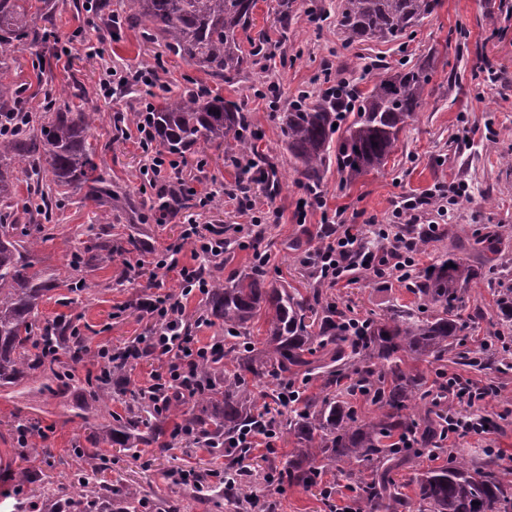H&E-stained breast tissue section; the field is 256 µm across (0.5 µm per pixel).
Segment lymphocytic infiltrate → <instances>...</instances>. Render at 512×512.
Here are the masks:
<instances>
[{
  "label": "lymphocytic infiltrate",
  "mask_w": 512,
  "mask_h": 512,
  "mask_svg": "<svg viewBox=\"0 0 512 512\" xmlns=\"http://www.w3.org/2000/svg\"><path fill=\"white\" fill-rule=\"evenodd\" d=\"M467 192V185L458 181L438 185L421 197L400 196L392 203L388 223L373 224L367 233L349 228L328 233L315 250L313 262L323 277L335 283L350 278L360 268L378 278L408 281L416 265L419 239L434 237L440 220L454 214ZM181 239L192 246V265H180L174 247L154 253L152 260L140 259L133 265L137 274L148 275L154 291L140 302L141 310L152 322L150 333L144 338L143 348L130 350L128 357L136 361L150 356L160 362V369L150 373L139 391L157 397L163 407L191 391L193 368L199 359L218 357L224 351L220 342L197 346L194 338L182 329L188 297L208 291L207 262L224 255V228L190 219L183 224ZM172 272L180 280L176 293L163 289L164 277ZM442 391L475 409L474 414L449 419V436L484 434L491 416L486 412L489 400L483 387L462 384L460 377L452 374Z\"/></svg>",
  "instance_id": "lymphocytic-infiltrate-1"
}]
</instances>
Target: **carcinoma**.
<instances>
[{
	"instance_id": "cac0c4a2",
	"label": "carcinoma",
	"mask_w": 512,
	"mask_h": 512,
	"mask_svg": "<svg viewBox=\"0 0 512 512\" xmlns=\"http://www.w3.org/2000/svg\"><path fill=\"white\" fill-rule=\"evenodd\" d=\"M0 0V47L18 42L35 45L43 39L36 27L50 17L55 0ZM441 0H340L336 26L347 45L390 43L436 13ZM257 0H124L125 21L145 26L174 55L214 80L231 84L248 72L264 50L265 36L252 38ZM247 36L250 50L243 48ZM434 68L429 58L398 71L381 68L366 78L367 90L345 89L333 98H299L280 113L285 149L303 186L321 187L331 165L352 183L384 167L397 148L399 135L422 108ZM9 66L0 58V384H13L40 373L56 381L65 377L64 364L43 348L57 346L73 360L88 350L71 324L58 320L36 325L39 302L55 288V278L32 271L35 248L52 238L51 228L36 219L53 205L88 188L96 201L110 193L93 161L88 141L93 113L66 105L31 114L23 127L8 128L20 111L21 89L8 80ZM146 119L158 149L181 154L193 147L224 146V157L237 167L235 186L246 192L256 184L268 195L283 186L274 164L258 181L247 177L262 155L253 141L246 115L220 98L206 99L188 89L179 96H160L152 111L132 112L136 124ZM24 170L36 176L23 204L15 201ZM24 227H19L20 220ZM77 250L78 266L86 261L108 262L114 255L136 258L143 247L130 234L116 243L104 238ZM502 235L491 224H480L469 238L472 258L457 261L438 257L416 280L413 307L393 308L383 318L357 319L350 308L340 309L334 283L307 267L312 282L305 292L277 287L268 280V263L228 280L220 273L224 260L210 263L209 294L198 316L224 329V360L199 361L192 377L198 400L191 408L174 402L165 412L155 400L138 398L121 415L109 413L112 429L94 444L109 443L125 450L138 444H165L167 422L195 431L198 448L224 457V473L202 470L186 485V497L206 503L218 493L239 509L254 504V487L261 470L247 469L249 448H235L238 436L280 404L284 388L294 391L297 406L280 426L294 434L293 456L285 470L288 484L308 488L323 469L335 467L353 483L359 512H512V466L491 450L446 467L428 469L416 479L415 497L399 490L393 473L410 455L455 456L457 449L441 443L446 415L437 409L423 377L402 368L403 356L445 366L512 370V283L498 278L512 258L505 255ZM497 282V314L492 335L498 346L470 345L465 332L485 318L478 305L469 307L471 285ZM467 315H462L466 309ZM267 318V348L258 354L247 336L248 323L260 311ZM268 378L272 392L257 395L250 381ZM319 391L307 392L311 381ZM370 398L379 415L361 420L340 399L343 392ZM407 437L416 447L398 448L394 439ZM82 465L66 484L49 490L42 502L29 507L40 512H180L183 504L156 496L147 489L131 491L97 474L107 459L95 451L80 456ZM370 463V478L352 465Z\"/></svg>"
}]
</instances>
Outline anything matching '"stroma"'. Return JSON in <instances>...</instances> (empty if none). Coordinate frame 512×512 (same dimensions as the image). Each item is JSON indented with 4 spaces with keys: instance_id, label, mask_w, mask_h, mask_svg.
Here are the masks:
<instances>
[{
    "instance_id": "1",
    "label": "stroma",
    "mask_w": 512,
    "mask_h": 512,
    "mask_svg": "<svg viewBox=\"0 0 512 512\" xmlns=\"http://www.w3.org/2000/svg\"><path fill=\"white\" fill-rule=\"evenodd\" d=\"M297 0L287 27H280L277 0H258L254 29L266 34L263 55L252 72L228 86L211 80L169 52L163 42L146 38L143 27L119 23L106 41H99L96 16L87 12L85 0H58L52 17L41 22L47 38L38 48L8 46L4 56L9 78L25 90L28 101H50L54 106L75 103L95 113L90 141L97 148L94 161L99 173L121 196L133 201L139 215L131 220L126 212L100 206L76 193L56 210L52 240L39 246L34 262L37 271L51 275L64 271L71 255L86 241L90 225H110L113 239L139 230L147 245L164 248L177 244L184 215L159 218L153 207L156 191L141 174L144 158L136 139L126 137L124 118L140 111L150 89L139 86L118 91L116 99L100 94V81L107 70L158 68L160 82L168 94L194 89L235 103L249 116L258 149L287 172L289 184L280 193H254L256 203H271L282 212L272 230L269 270L275 284L306 288L303 270L292 244L313 250L320 246V216L308 214L297 220V203L303 191L291 171L276 111L287 109L301 93H315L324 72L333 77L363 80L380 67L414 64L427 54L437 62L427 87L426 104L399 136L396 151L386 166L371 171L353 183H345L337 170H330L320 192L328 211H341L345 224L363 227L367 218L387 222L392 202L403 194L421 195L436 184L463 180L470 194L458 205V220L448 233L418 256L419 267L448 253L467 257L471 225L496 224L507 234L512 252V167L504 162L512 154V0H441L437 12L404 39L386 44L344 46L336 27L338 0H314L327 19L311 21L309 3ZM72 38L69 54H61L60 39ZM497 71L496 83L486 82L483 68ZM279 86L280 100L270 106L258 90L262 83ZM177 175L185 186L201 191L217 190L215 203L192 209L190 215L202 224H238L242 218L227 188L235 170L225 164L223 150L208 149L179 158ZM79 277L88 285L80 297H70L66 288L50 291L38 308V321L47 324L68 316L89 347L103 343L121 347L148 332L149 321L130 306L134 296L145 291V279L131 271L123 256L110 263L80 268ZM334 291L338 302L350 305L354 315L383 317L396 306H410L415 296L407 285L362 275L339 282ZM71 376L55 393H38L33 382L0 387V512H16L17 501L39 494L42 488L69 481L78 462L77 451L89 447L93 437L105 436L109 412H124L128 394L113 392L108 409L92 398L88 379L99 372L93 357L71 364ZM500 393L491 406L499 417L487 433L455 439L459 455L472 457L493 448L512 457V372L494 377ZM36 425L41 451L24 460L18 454L15 429L19 424ZM294 448V437L280 432L272 447L254 448L249 465L269 463L258 501H273L274 512H335L351 504L353 492L346 482L326 472L321 485L304 489L281 482L279 474ZM109 467L105 479H118L129 488L150 487L158 496L179 499L183 492L180 470L223 467V459L203 448L186 447L184 439L165 446L124 450L107 448ZM35 472V485H18L21 468Z\"/></svg>"
}]
</instances>
